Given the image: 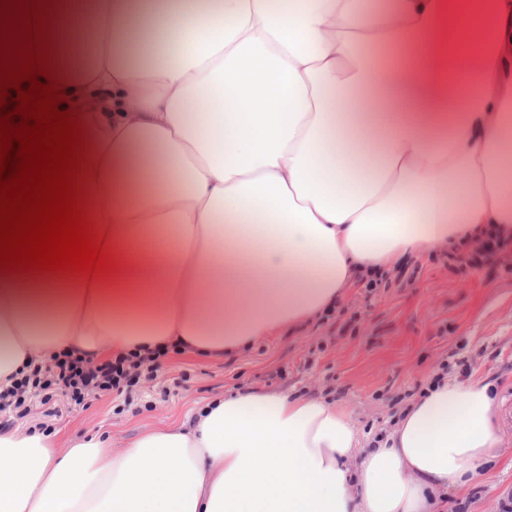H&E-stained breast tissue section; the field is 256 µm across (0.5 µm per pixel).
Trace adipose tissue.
Returning <instances> with one entry per match:
<instances>
[{
    "mask_svg": "<svg viewBox=\"0 0 512 512\" xmlns=\"http://www.w3.org/2000/svg\"><path fill=\"white\" fill-rule=\"evenodd\" d=\"M472 24L456 47L461 9ZM57 78L111 269L0 274V392L69 351L220 359L410 258L512 237V0H79ZM505 453L434 376L369 448L322 395L243 390L122 447L0 430V512H438Z\"/></svg>",
    "mask_w": 512,
    "mask_h": 512,
    "instance_id": "ef3b65f1",
    "label": "adipose tissue"
}]
</instances>
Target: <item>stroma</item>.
Listing matches in <instances>:
<instances>
[{
	"label": "stroma",
	"instance_id": "stroma-1",
	"mask_svg": "<svg viewBox=\"0 0 512 512\" xmlns=\"http://www.w3.org/2000/svg\"><path fill=\"white\" fill-rule=\"evenodd\" d=\"M475 374L500 392V429L509 448L466 496L449 493L450 512H501L512 498V253L469 274L448 267L446 251L412 260L374 294L350 289L335 310L259 339L221 359L173 353L153 379L127 394L32 399L26 417L0 425L57 431L60 440L102 427L122 444L145 428L185 417L206 398L244 389L288 390L336 400L377 439L434 371Z\"/></svg>",
	"mask_w": 512,
	"mask_h": 512
}]
</instances>
